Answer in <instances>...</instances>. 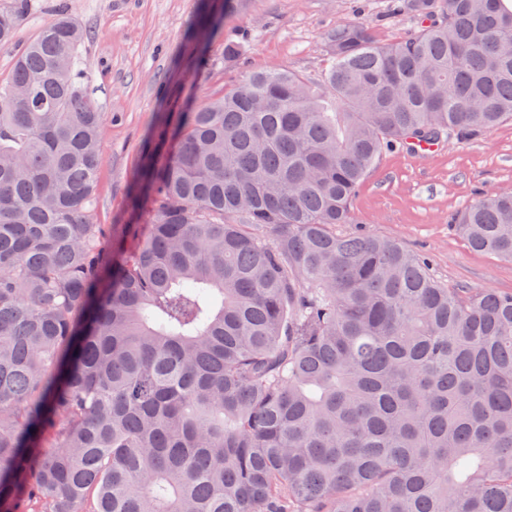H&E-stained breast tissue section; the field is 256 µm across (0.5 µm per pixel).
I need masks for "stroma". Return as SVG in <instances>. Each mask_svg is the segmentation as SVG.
I'll return each mask as SVG.
<instances>
[{"mask_svg":"<svg viewBox=\"0 0 512 512\" xmlns=\"http://www.w3.org/2000/svg\"><path fill=\"white\" fill-rule=\"evenodd\" d=\"M200 0H29L15 40L0 47V78L25 43L57 14L76 18L91 36L80 48L82 80L106 115L92 221L147 224V205L132 206L130 190L151 157L156 126L177 120L235 88L248 74L289 68L320 84L330 67L327 30L370 22L378 42L410 37L415 19L391 0H246L221 15L205 46L190 33ZM512 191V121L470 141L444 138L418 155L383 152L351 200L357 221L342 234L370 233L427 253L432 272L453 288L512 292V261L473 250L452 228V214L485 193Z\"/></svg>","mask_w":512,"mask_h":512,"instance_id":"1","label":"stroma"}]
</instances>
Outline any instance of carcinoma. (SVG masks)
Wrapping results in <instances>:
<instances>
[{
    "label": "carcinoma",
    "instance_id": "1",
    "mask_svg": "<svg viewBox=\"0 0 512 512\" xmlns=\"http://www.w3.org/2000/svg\"><path fill=\"white\" fill-rule=\"evenodd\" d=\"M28 0L0 12L11 41ZM153 139L94 224L106 116L62 15L0 80V512H512V293L345 235L384 150L512 120V0H401ZM210 6L196 40L217 28ZM450 224L512 261V194Z\"/></svg>",
    "mask_w": 512,
    "mask_h": 512
}]
</instances>
